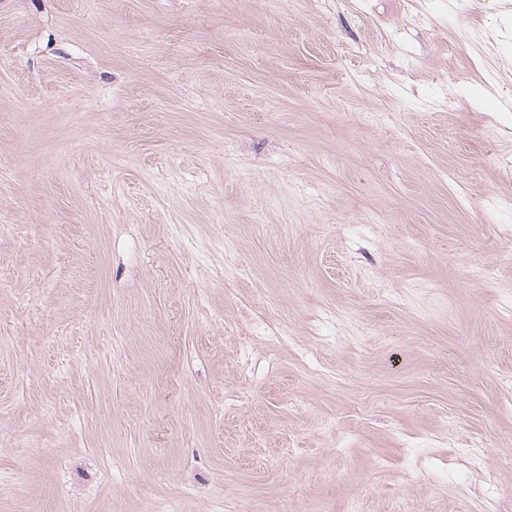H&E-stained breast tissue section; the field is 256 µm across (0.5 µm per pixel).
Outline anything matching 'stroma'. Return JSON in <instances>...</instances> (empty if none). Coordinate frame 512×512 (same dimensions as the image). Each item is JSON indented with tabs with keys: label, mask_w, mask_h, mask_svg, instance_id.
Listing matches in <instances>:
<instances>
[{
	"label": "stroma",
	"mask_w": 512,
	"mask_h": 512,
	"mask_svg": "<svg viewBox=\"0 0 512 512\" xmlns=\"http://www.w3.org/2000/svg\"><path fill=\"white\" fill-rule=\"evenodd\" d=\"M476 443L512 512V0H0V512H477Z\"/></svg>",
	"instance_id": "stroma-1"
}]
</instances>
